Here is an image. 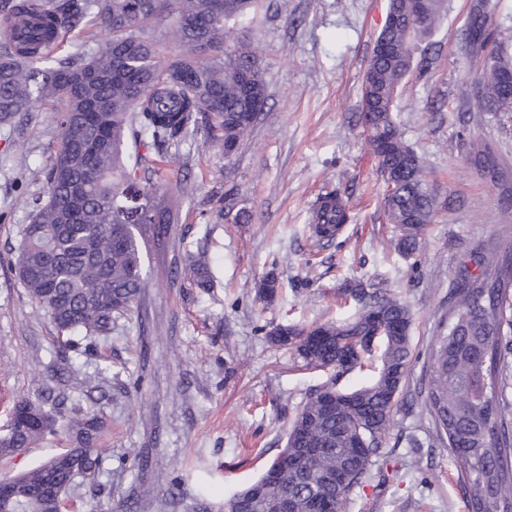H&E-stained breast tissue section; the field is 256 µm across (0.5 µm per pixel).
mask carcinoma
<instances>
[{
    "label": "carcinoma",
    "mask_w": 512,
    "mask_h": 512,
    "mask_svg": "<svg viewBox=\"0 0 512 512\" xmlns=\"http://www.w3.org/2000/svg\"><path fill=\"white\" fill-rule=\"evenodd\" d=\"M447 0H427L415 18V0H390L405 24L377 35L394 52L370 60L362 86V122L387 183L384 207L398 231L397 248L413 255L436 213L446 206L425 176L422 162L393 117L399 90L413 73L415 43L439 28ZM255 0H0V126L35 101H58V150L45 169L43 195L26 202L31 221L18 229V278L37 307L62 335L91 339L112 332V322L147 288L143 251L162 243L175 223L177 197L144 191L140 183L163 179L156 160L132 155L151 144L162 157L179 150L206 117L209 143L238 147L254 126L255 97H266L260 58L238 27ZM494 0H476L463 49L485 55L480 72L465 82L467 122L512 112V25L496 19ZM167 36L183 56L164 63L155 38ZM86 22L108 29L112 39L93 52L81 44L53 56L60 37ZM468 163L499 181L507 174L490 144L463 142ZM142 197L140 215L124 206L128 194ZM347 219L336 193L314 212V232L333 239ZM479 273L464 269L453 289L448 325L431 349L427 412L436 439L448 447L468 496L469 512H512V245L481 253ZM359 304L350 318L310 328L277 325L272 343L289 345L304 333L303 366L327 380L300 405L280 453H288L300 481L257 480L225 503V512H269L288 494L293 512L342 505L361 485L379 454L393 407L408 374L411 310L375 284L358 283ZM381 348L375 374L350 391L341 378L360 371ZM347 398L327 412L323 396ZM65 398L48 389L39 403L21 402L5 437L33 448L53 432ZM101 424L74 419L75 453L94 474L107 449L97 446ZM78 474L53 455L12 483L14 512H61L63 495Z\"/></svg>",
    "instance_id": "carcinoma-1"
}]
</instances>
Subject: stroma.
<instances>
[{"label":"stroma","instance_id":"stroma-1","mask_svg":"<svg viewBox=\"0 0 512 512\" xmlns=\"http://www.w3.org/2000/svg\"><path fill=\"white\" fill-rule=\"evenodd\" d=\"M473 0H448L434 62L412 75L394 119L446 208L410 257L394 245L386 184L362 126V83L389 0H259L244 34L258 47L267 100L232 158L205 133L187 138L166 171L178 188V222L144 257L148 286L110 336L59 356L53 323L11 267L22 197L42 192L34 171L57 147L56 106L18 113L0 128V434L14 405L52 388L65 417H99L98 473L78 479L75 512H224L283 448L299 405L321 373L273 344L278 324L311 327L355 313L344 288L382 283L413 314L412 357L394 420L343 512H468L458 468L436 441L425 409L429 351L448 319L460 263L512 239V205L470 168L462 139L490 141L512 168V112L463 123V82L481 68L461 39ZM337 190L350 219L336 239L312 232L314 201ZM203 256L209 280L183 267ZM280 283L260 299L266 275ZM93 400H86V390ZM168 482L155 486L157 474ZM155 490L142 497V486Z\"/></svg>","mask_w":512,"mask_h":512}]
</instances>
